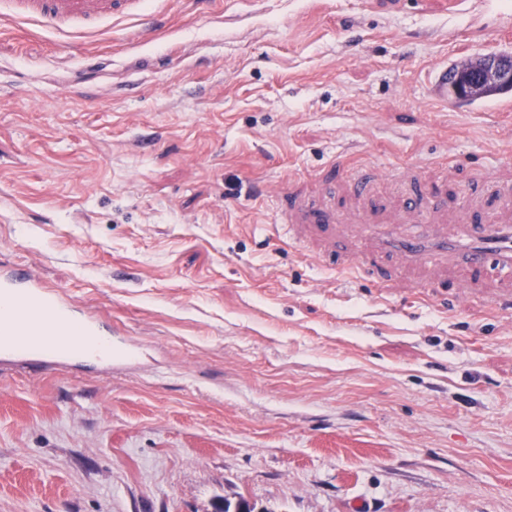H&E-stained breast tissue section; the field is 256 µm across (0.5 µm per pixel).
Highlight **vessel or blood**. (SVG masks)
Instances as JSON below:
<instances>
[{
	"mask_svg": "<svg viewBox=\"0 0 512 512\" xmlns=\"http://www.w3.org/2000/svg\"><path fill=\"white\" fill-rule=\"evenodd\" d=\"M0 13L11 19L31 22L57 34L74 38L77 28L106 18L144 16L143 0H5ZM390 182L403 201V208L414 231L402 233L381 230L379 224H355V237H375L377 249L395 257L399 266L417 267L461 259L467 273L475 278L496 276L504 295L512 294V226L489 217L491 209L512 207V183L485 184L487 211L475 214L462 235L448 236L440 230L433 215L442 199L435 187L424 183L412 171L391 174ZM281 223L304 222L321 233L335 230L339 224L335 205L311 203L282 212ZM9 300L13 310L0 317V355L32 359L44 355L63 360L73 353L104 362L112 360V343L104 341L81 349L72 343L73 331L91 338L100 334L98 323L90 317L72 325L63 316L58 296L46 290L39 277L26 273L23 278L0 276V300Z\"/></svg>",
	"mask_w": 512,
	"mask_h": 512,
	"instance_id": "b4317fda",
	"label": "vessel or blood"
}]
</instances>
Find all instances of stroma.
Returning a JSON list of instances; mask_svg holds the SVG:
<instances>
[{
    "instance_id": "35a3bbf8",
    "label": "stroma",
    "mask_w": 512,
    "mask_h": 512,
    "mask_svg": "<svg viewBox=\"0 0 512 512\" xmlns=\"http://www.w3.org/2000/svg\"><path fill=\"white\" fill-rule=\"evenodd\" d=\"M170 0L63 41L0 19V270L135 352L0 362V512H512V303L379 282L281 190L418 165L440 220L512 181V111L433 99L512 0Z\"/></svg>"
}]
</instances>
